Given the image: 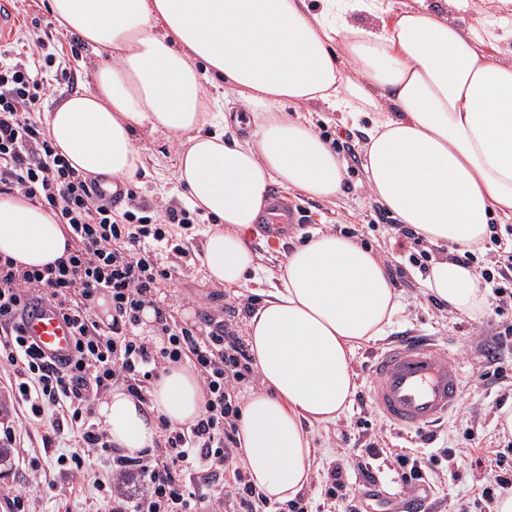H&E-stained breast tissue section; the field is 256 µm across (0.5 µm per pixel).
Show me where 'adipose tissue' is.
<instances>
[{
	"instance_id": "adipose-tissue-1",
	"label": "adipose tissue",
	"mask_w": 512,
	"mask_h": 512,
	"mask_svg": "<svg viewBox=\"0 0 512 512\" xmlns=\"http://www.w3.org/2000/svg\"><path fill=\"white\" fill-rule=\"evenodd\" d=\"M55 20L112 64L93 89L44 116L53 145L80 173L125 181L142 165L132 131L183 141L177 179L192 207L218 218L203 264L226 287L260 276L247 243L279 184L316 199L341 193L344 168L297 111L320 101L352 121L369 118L363 168L371 196L400 224L458 254L484 242L492 220L512 221V61L428 10L379 29L329 19L373 14L378 0H48ZM223 77L207 100L204 72ZM252 112L250 137L221 133L226 106ZM58 214L15 193L0 197V254L43 267L65 253ZM427 295L475 319L487 305L472 264L433 261ZM402 297L384 260L357 241L316 232L286 254L279 283L247 323L262 386L241 406L238 434L251 482L270 502L310 483L312 430L344 415L356 392L354 352L392 324ZM203 396L194 370L170 366L149 402L115 388L98 407L113 444L155 448L161 421L194 424Z\"/></svg>"
}]
</instances>
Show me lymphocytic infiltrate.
<instances>
[{"mask_svg":"<svg viewBox=\"0 0 512 512\" xmlns=\"http://www.w3.org/2000/svg\"><path fill=\"white\" fill-rule=\"evenodd\" d=\"M49 86L24 52L0 50V194L23 193L51 206L71 246L54 265L18 267L0 256V358L11 368L6 389L17 412L0 421V443L14 445L21 431L41 433L43 448L73 438L70 454L57 463L72 477L85 478L90 458L106 455L112 468L95 479L112 501V512H210V495L197 490L194 476L223 475L232 512H261L267 500L246 481L238 464V387L253 373L239 320L184 326L159 298V285L187 274V250L174 228L192 229L189 208L167 207L156 217L146 200L127 191L116 207L100 199L95 179L83 176L54 148L36 118ZM182 257L181 265L164 261ZM112 304V321L96 318L99 298ZM49 302L73 328L75 353L63 363L27 344L21 321L35 303ZM153 311L151 331L143 312ZM189 362L204 397L197 422L162 423L163 446L132 457L107 440L94 421L93 406L114 387L148 402L150 381L168 366Z\"/></svg>","mask_w":512,"mask_h":512,"instance_id":"1","label":"lymphocytic infiltrate"}]
</instances>
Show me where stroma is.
<instances>
[{
	"label": "stroma",
	"mask_w": 512,
	"mask_h": 512,
	"mask_svg": "<svg viewBox=\"0 0 512 512\" xmlns=\"http://www.w3.org/2000/svg\"><path fill=\"white\" fill-rule=\"evenodd\" d=\"M17 3L26 22L14 45L30 52L34 49V40L49 34L52 16L46 0H17ZM426 7L439 9L449 21L486 41L489 49H500L512 58V38L505 41L498 38L502 30L512 29V2L505 5L501 0H483L477 8L473 0H454L450 5L445 0H383V13L352 14L348 20L359 27L378 28L391 21L396 13ZM71 40V33H63L56 65L42 69L50 85L42 111H50L75 92L92 87L96 71L112 60L109 50L95 51L83 45L75 48ZM307 117L345 167L342 192L334 199L320 200L289 191V198L303 208L307 221L289 230L277 242L266 241L261 229H254L248 245L269 276L245 288H226L209 279L197 259L208 227L197 226L194 238L186 242L194 256L189 275L168 281L162 285L161 293L166 302L173 304L174 315L180 322L199 323L206 313L221 320L238 306L240 299L247 298L252 305H259L263 290L272 288L273 276L278 273L288 250L315 230L340 232L372 248L388 268L403 270L396 283L402 294V308L388 328L387 337L409 333L430 337L465 373L464 399L448 422L440 426L429 448L430 453L438 455L439 461L431 474L433 487L422 495L426 512H455L462 502L468 503L469 512H494L493 505L478 497L488 472L485 466L478 464L477 451L492 448L512 465V439L499 434L494 422L501 407L512 405V338L504 340L499 336L503 322L512 323V306L500 307L498 297L490 296L484 316L472 320L449 313L446 306L426 296L416 279L417 260L425 254L430 259H440L451 254V247L401 235L397 220L369 197L363 187L365 138L344 126L340 113L329 111L317 102L311 105ZM133 141L143 157L144 167L128 181V188L161 209L186 203L187 192L176 180L178 145L163 133L142 128L135 129ZM371 432L379 435L386 449L385 454L372 462L377 484L400 487L392 452L401 449L416 453L421 449L420 444L414 435L401 432L384 421L373 408H361L354 401L335 425L314 434V445L319 453L311 484L302 494L309 512H344L341 502L325 494L327 473L336 465H344L349 487L362 489L365 478L355 461ZM443 448L455 450L454 460L440 457L439 451ZM44 467L48 481L38 485L29 480L13 458H6L0 462V487L10 485L22 490L28 498L30 512H111L110 504L92 482L72 479L52 460L45 461Z\"/></svg>",
	"instance_id": "obj_1"
}]
</instances>
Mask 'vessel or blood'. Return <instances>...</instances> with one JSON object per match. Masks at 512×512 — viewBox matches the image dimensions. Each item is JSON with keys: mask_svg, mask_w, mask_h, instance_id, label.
<instances>
[{"mask_svg": "<svg viewBox=\"0 0 512 512\" xmlns=\"http://www.w3.org/2000/svg\"><path fill=\"white\" fill-rule=\"evenodd\" d=\"M300 221L297 205L287 196L271 194L260 218L264 234L282 237L283 228ZM27 342L45 356L59 361L74 352L75 337L58 310L35 305L22 321ZM372 383L368 392L372 406L399 430L425 434L456 411L464 393L461 367L426 339L404 336L377 351L371 358Z\"/></svg>", "mask_w": 512, "mask_h": 512, "instance_id": "obj_1", "label": "vessel or blood"}]
</instances>
